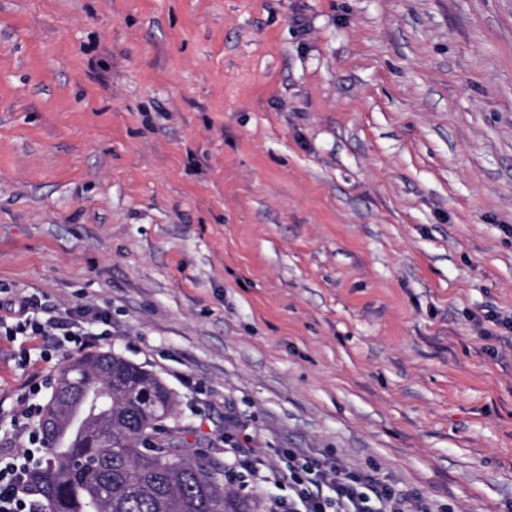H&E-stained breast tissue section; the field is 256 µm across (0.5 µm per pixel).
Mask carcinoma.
Listing matches in <instances>:
<instances>
[{"label": "carcinoma", "mask_w": 512, "mask_h": 512, "mask_svg": "<svg viewBox=\"0 0 512 512\" xmlns=\"http://www.w3.org/2000/svg\"><path fill=\"white\" fill-rule=\"evenodd\" d=\"M165 382L114 351L70 360L39 417L44 455L29 482L49 512H253L224 489V465L181 444Z\"/></svg>", "instance_id": "obj_1"}]
</instances>
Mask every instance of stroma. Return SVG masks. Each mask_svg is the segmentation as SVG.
Listing matches in <instances>:
<instances>
[{
    "instance_id": "stroma-1",
    "label": "stroma",
    "mask_w": 512,
    "mask_h": 512,
    "mask_svg": "<svg viewBox=\"0 0 512 512\" xmlns=\"http://www.w3.org/2000/svg\"><path fill=\"white\" fill-rule=\"evenodd\" d=\"M106 316L197 450L512 512V0H0V296ZM74 350L0 335V457Z\"/></svg>"
}]
</instances>
